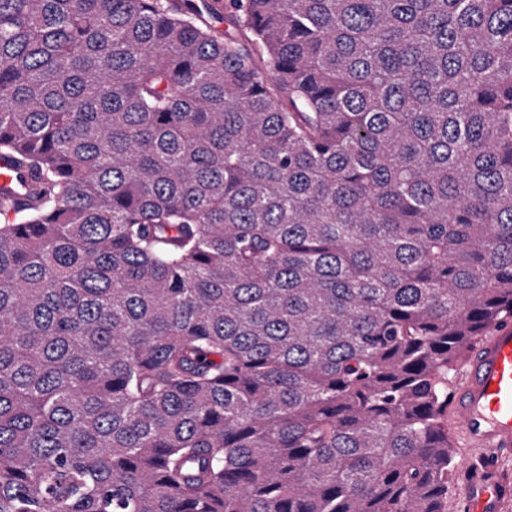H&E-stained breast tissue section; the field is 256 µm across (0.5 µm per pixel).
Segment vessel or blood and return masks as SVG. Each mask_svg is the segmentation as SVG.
Here are the masks:
<instances>
[{"label": "vessel or blood", "mask_w": 512, "mask_h": 512, "mask_svg": "<svg viewBox=\"0 0 512 512\" xmlns=\"http://www.w3.org/2000/svg\"><path fill=\"white\" fill-rule=\"evenodd\" d=\"M451 426L465 447L485 460L512 451V321L503 320L479 338L463 363L449 405ZM512 490L495 477L463 485L469 512H501Z\"/></svg>", "instance_id": "b4317fda"}]
</instances>
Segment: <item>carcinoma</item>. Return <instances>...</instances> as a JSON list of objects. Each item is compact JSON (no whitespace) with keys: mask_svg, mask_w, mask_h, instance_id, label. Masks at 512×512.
I'll return each mask as SVG.
<instances>
[{"mask_svg":"<svg viewBox=\"0 0 512 512\" xmlns=\"http://www.w3.org/2000/svg\"><path fill=\"white\" fill-rule=\"evenodd\" d=\"M0 0V512H447L512 317V0Z\"/></svg>","mask_w":512,"mask_h":512,"instance_id":"carcinoma-1","label":"carcinoma"}]
</instances>
